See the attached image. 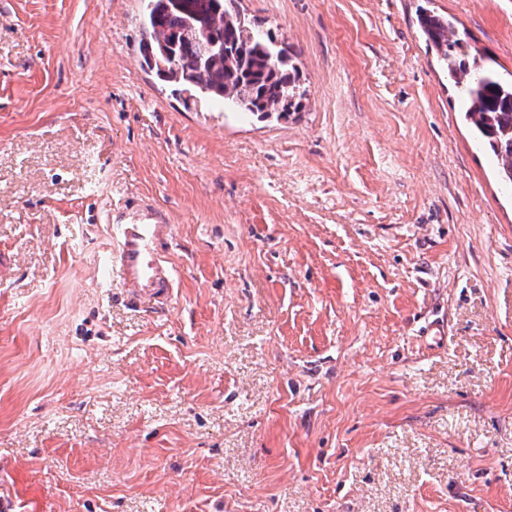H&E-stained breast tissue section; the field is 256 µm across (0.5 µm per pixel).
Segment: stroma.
Wrapping results in <instances>:
<instances>
[{
  "label": "stroma",
  "mask_w": 512,
  "mask_h": 512,
  "mask_svg": "<svg viewBox=\"0 0 512 512\" xmlns=\"http://www.w3.org/2000/svg\"><path fill=\"white\" fill-rule=\"evenodd\" d=\"M238 6L288 119L175 96L143 0H0V512H512V191L418 22L511 79L512 0ZM137 197L161 309L99 273Z\"/></svg>",
  "instance_id": "1"
}]
</instances>
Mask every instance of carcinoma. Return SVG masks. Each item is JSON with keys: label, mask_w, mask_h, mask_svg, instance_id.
Returning <instances> with one entry per match:
<instances>
[{"label": "carcinoma", "mask_w": 512, "mask_h": 512, "mask_svg": "<svg viewBox=\"0 0 512 512\" xmlns=\"http://www.w3.org/2000/svg\"><path fill=\"white\" fill-rule=\"evenodd\" d=\"M419 23L456 78L465 116L512 183V81H505L475 53L458 58L451 24L421 13ZM142 44L145 65L195 102L222 105L263 117L284 116L298 106V69L288 49L260 33L236 0H144ZM224 45V54L207 60L203 38Z\"/></svg>", "instance_id": "cac0c4a2"}]
</instances>
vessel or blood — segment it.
I'll list each match as a JSON object with an SVG mask.
<instances>
[{
	"mask_svg": "<svg viewBox=\"0 0 512 512\" xmlns=\"http://www.w3.org/2000/svg\"><path fill=\"white\" fill-rule=\"evenodd\" d=\"M114 243L103 268L117 277L127 302L133 306L164 304L172 295L174 267L163 249L173 238L168 214L153 202L125 207L113 225Z\"/></svg>",
	"mask_w": 512,
	"mask_h": 512,
	"instance_id": "obj_1",
	"label": "vessel or blood"
}]
</instances>
